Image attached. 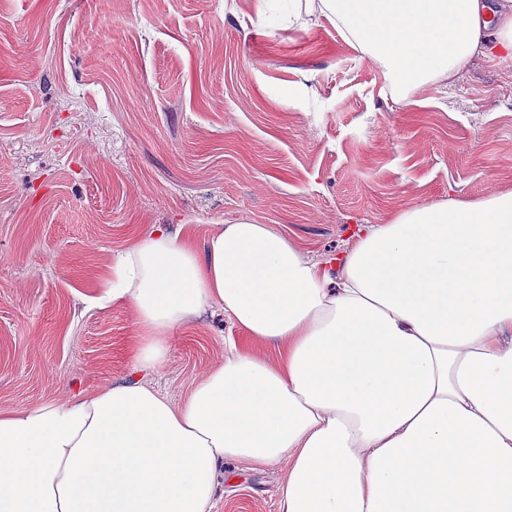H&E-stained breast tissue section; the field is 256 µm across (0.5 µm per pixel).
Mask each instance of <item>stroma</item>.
<instances>
[{"instance_id":"1","label":"stroma","mask_w":512,"mask_h":512,"mask_svg":"<svg viewBox=\"0 0 512 512\" xmlns=\"http://www.w3.org/2000/svg\"><path fill=\"white\" fill-rule=\"evenodd\" d=\"M507 190L512 60L400 94L305 0H0V408L129 376L131 310L81 299L151 225L265 224L316 262ZM228 336L276 353L209 312L149 382L181 400ZM283 480L228 464L217 512H278Z\"/></svg>"}]
</instances>
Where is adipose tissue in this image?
<instances>
[{
	"instance_id": "ef3b65f1",
	"label": "adipose tissue",
	"mask_w": 512,
	"mask_h": 512,
	"mask_svg": "<svg viewBox=\"0 0 512 512\" xmlns=\"http://www.w3.org/2000/svg\"><path fill=\"white\" fill-rule=\"evenodd\" d=\"M319 12L402 89L512 59L497 0ZM100 299L135 313L137 377L0 411V512H215L228 462L282 468L279 512H512V191L414 207L326 266L264 224L200 249L156 224ZM214 308L277 356L225 339L171 401L146 376Z\"/></svg>"
}]
</instances>
